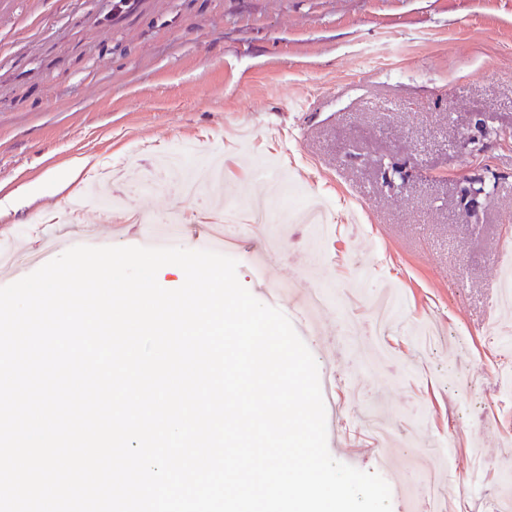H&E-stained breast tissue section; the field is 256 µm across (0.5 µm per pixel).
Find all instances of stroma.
<instances>
[{
    "instance_id": "1",
    "label": "stroma",
    "mask_w": 512,
    "mask_h": 512,
    "mask_svg": "<svg viewBox=\"0 0 512 512\" xmlns=\"http://www.w3.org/2000/svg\"><path fill=\"white\" fill-rule=\"evenodd\" d=\"M0 0V183L38 193L0 214V240L36 252L44 238L99 236L140 246L178 218L190 242L228 220L240 283L289 320L308 285L338 292L303 341L334 358L337 461L378 466L367 430L384 413L398 470L446 451L461 493L445 512H484L512 464V310L495 302L497 251L512 232V0ZM194 143L190 167L224 158V180L194 196L159 155ZM87 166L66 196L49 174ZM111 166L121 226L92 204L88 180ZM484 181L470 197L467 177ZM290 181L326 200L332 225L311 263L307 228L271 192ZM397 292L389 358L352 341L347 317L369 321L356 296ZM277 282L280 298L261 283ZM456 445L448 443L449 427Z\"/></svg>"
}]
</instances>
